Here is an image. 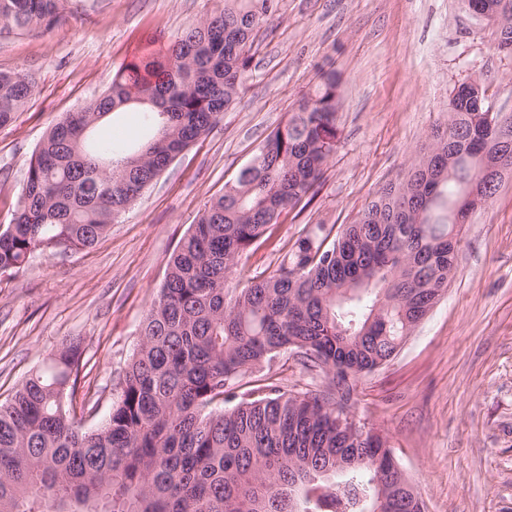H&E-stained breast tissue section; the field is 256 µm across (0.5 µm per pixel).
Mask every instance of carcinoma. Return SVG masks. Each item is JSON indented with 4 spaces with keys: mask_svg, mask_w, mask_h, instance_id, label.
<instances>
[{
    "mask_svg": "<svg viewBox=\"0 0 512 512\" xmlns=\"http://www.w3.org/2000/svg\"><path fill=\"white\" fill-rule=\"evenodd\" d=\"M465 2L511 55L512 0ZM65 3L0 0V34L45 32ZM278 10L279 0H224L165 61L123 67L102 95L53 122L0 225V274L93 247L237 101L254 32ZM34 93L26 73L0 74L1 128ZM485 101L479 81L455 85L447 124L402 180L353 223L306 228L241 288L232 280L242 256L312 201L336 151L340 95L322 75L190 225L108 417L90 428L76 420L74 342L0 403V512H373L383 495L390 510L423 512L396 479L386 438L357 425L349 403L356 381L392 359L439 301L462 224L501 185L482 175L478 154L512 160V113ZM126 112L139 141L96 135ZM286 356L329 377L326 389H284L272 370Z\"/></svg>",
    "mask_w": 512,
    "mask_h": 512,
    "instance_id": "1",
    "label": "carcinoma"
}]
</instances>
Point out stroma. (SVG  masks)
Listing matches in <instances>:
<instances>
[{
  "mask_svg": "<svg viewBox=\"0 0 512 512\" xmlns=\"http://www.w3.org/2000/svg\"><path fill=\"white\" fill-rule=\"evenodd\" d=\"M224 0H68L60 35H0V73L36 94L0 128V224L9 223L52 121L105 92L123 66L171 41ZM342 95L339 142L312 202L244 255L237 281L274 268L305 226L349 224L401 177L472 77L491 111L512 112V56L462 0H280L257 33L244 90L92 248L0 274V401L79 341L86 424L110 411L170 256L282 127L320 70ZM354 420L381 433L428 512H512V175L463 227L445 295L397 355L356 384Z\"/></svg>",
  "mask_w": 512,
  "mask_h": 512,
  "instance_id": "obj_1",
  "label": "stroma"
}]
</instances>
